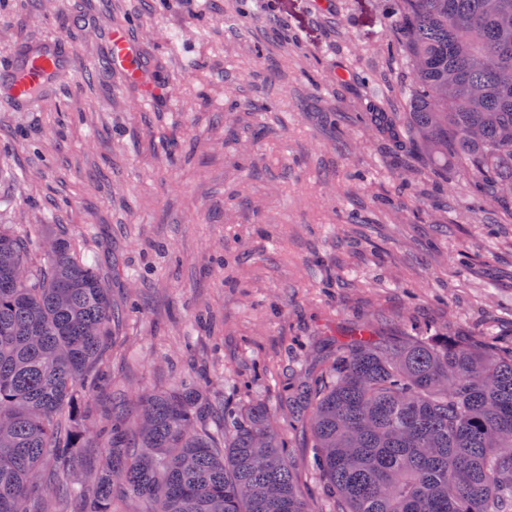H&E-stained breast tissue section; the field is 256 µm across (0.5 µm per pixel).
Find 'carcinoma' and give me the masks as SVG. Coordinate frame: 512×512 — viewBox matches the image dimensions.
Instances as JSON below:
<instances>
[{
    "mask_svg": "<svg viewBox=\"0 0 512 512\" xmlns=\"http://www.w3.org/2000/svg\"><path fill=\"white\" fill-rule=\"evenodd\" d=\"M406 130L453 153L479 207L512 198V0H400ZM40 272L0 229V512H60L45 466L65 463L81 512H112L119 486L141 512H314L256 404L206 422L196 382L112 412L105 465H86L85 376L109 323L108 289L70 242ZM328 512H512V348L437 333L383 342L364 325L328 374L301 385Z\"/></svg>",
    "mask_w": 512,
    "mask_h": 512,
    "instance_id": "1",
    "label": "carcinoma"
}]
</instances>
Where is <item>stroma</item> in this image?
Returning <instances> with one entry per match:
<instances>
[{
    "instance_id": "obj_1",
    "label": "stroma",
    "mask_w": 512,
    "mask_h": 512,
    "mask_svg": "<svg viewBox=\"0 0 512 512\" xmlns=\"http://www.w3.org/2000/svg\"><path fill=\"white\" fill-rule=\"evenodd\" d=\"M397 0H0V66L59 36L77 49L35 107L0 95V226L42 264L63 237L112 306L113 398L199 378L211 426L329 368L359 325L512 344V200L470 207L456 159L395 136L409 64ZM152 88L103 60L113 29ZM288 452L312 507L310 442Z\"/></svg>"
}]
</instances>
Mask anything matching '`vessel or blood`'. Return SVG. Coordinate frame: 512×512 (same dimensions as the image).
Listing matches in <instances>:
<instances>
[{
    "instance_id": "b4317fda",
    "label": "vessel or blood",
    "mask_w": 512,
    "mask_h": 512,
    "mask_svg": "<svg viewBox=\"0 0 512 512\" xmlns=\"http://www.w3.org/2000/svg\"><path fill=\"white\" fill-rule=\"evenodd\" d=\"M72 59L57 39L48 38L40 46L26 49L15 65L0 71V91L15 103L33 104L40 90L69 69ZM107 64L121 67L132 79L141 77L143 66L127 32L113 31Z\"/></svg>"
}]
</instances>
